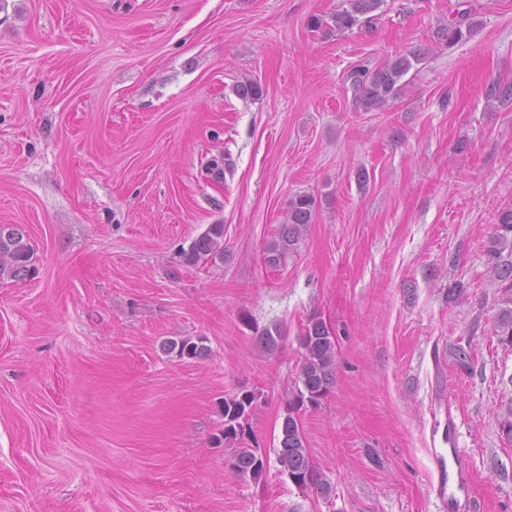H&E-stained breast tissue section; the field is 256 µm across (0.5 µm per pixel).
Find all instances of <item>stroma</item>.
Masks as SVG:
<instances>
[{
    "mask_svg": "<svg viewBox=\"0 0 512 512\" xmlns=\"http://www.w3.org/2000/svg\"><path fill=\"white\" fill-rule=\"evenodd\" d=\"M337 3L0 0V224L35 249L31 278L0 279V512H443L453 446L465 512H512V347L489 275L512 260L495 242L512 101L486 96L512 82V0H385L371 28L313 29ZM462 10L473 35L440 45ZM412 51L402 98L358 111L348 72ZM247 79L259 98L237 95ZM299 193L315 219L269 266ZM212 224L223 261L184 264ZM315 318L336 374L300 419L326 494L275 459ZM198 337L206 359L162 350ZM242 387L271 457L257 482L214 445ZM437 457L436 496L444 510L458 512L469 498V462L459 448H448L447 460L441 453Z\"/></svg>",
    "mask_w": 512,
    "mask_h": 512,
    "instance_id": "35a3bbf8",
    "label": "stroma"
}]
</instances>
